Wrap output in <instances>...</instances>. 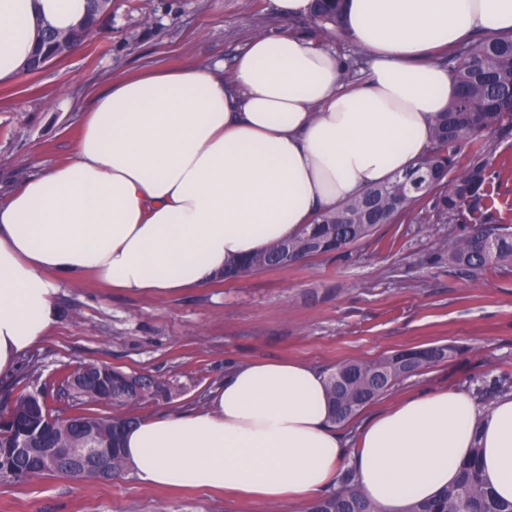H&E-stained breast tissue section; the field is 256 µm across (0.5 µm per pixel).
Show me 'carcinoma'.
<instances>
[{
  "label": "carcinoma",
  "instance_id": "cac0c4a2",
  "mask_svg": "<svg viewBox=\"0 0 512 512\" xmlns=\"http://www.w3.org/2000/svg\"><path fill=\"white\" fill-rule=\"evenodd\" d=\"M112 0H88L85 20L71 31L59 33L71 45L87 42L101 30L110 15ZM308 20L326 33H343L341 0H312ZM49 29L39 34L33 56L54 58ZM445 65L456 85V95L440 118L427 153L410 172L393 181L371 187L320 218L293 240L277 241L265 251L224 269V280L282 269L324 254L341 256L348 248L370 238L380 224H400L416 216L421 224H453L456 231L440 242L430 261L445 262L464 274H474L490 265L512 264V226L500 222L491 203L495 171L492 170V136L512 134V33L486 34L471 44H462L446 56ZM467 163L459 162L460 156ZM461 351L456 345L418 348L412 357L404 352L374 359L353 358L328 370L326 392L336 425L354 418L364 407L380 399L400 381L424 368L445 362ZM38 378L31 369L20 383L9 419L0 424V477L31 480L58 475L63 470L45 458L50 448H93L112 462V477L127 471L121 440L138 422L133 415L144 401L166 396L169 388L147 375H132L104 363H89L59 384L73 380L81 390L66 397L34 400L25 390ZM110 403L113 413L99 417L89 407ZM82 408L81 423L62 414ZM60 419L46 436L41 425L47 414ZM26 440L38 452L16 460L11 452ZM460 466L457 480L432 502H412L406 512H512V502L496 498L487 487L478 463L480 449ZM307 512H379L358 489L356 472L344 468L336 487L311 502Z\"/></svg>",
  "mask_w": 512,
  "mask_h": 512
}]
</instances>
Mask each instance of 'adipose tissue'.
Here are the masks:
<instances>
[{
    "mask_svg": "<svg viewBox=\"0 0 512 512\" xmlns=\"http://www.w3.org/2000/svg\"><path fill=\"white\" fill-rule=\"evenodd\" d=\"M86 14L87 0H0V85L42 27ZM344 25L367 57L356 80L335 51L281 32L252 38L232 70L151 67L95 96L70 159L0 199V377L57 322L62 284L176 295L416 167L455 94L433 51L511 31L512 0H344ZM122 447L142 484L263 503L316 498L350 466L379 512L435 499L477 447L512 502V393L486 407L462 389L413 394L351 449L301 360L238 365L203 408L140 420Z\"/></svg>",
    "mask_w": 512,
    "mask_h": 512,
    "instance_id": "1",
    "label": "adipose tissue"
}]
</instances>
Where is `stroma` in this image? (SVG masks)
<instances>
[{"instance_id":"obj_1","label":"stroma","mask_w":512,"mask_h":512,"mask_svg":"<svg viewBox=\"0 0 512 512\" xmlns=\"http://www.w3.org/2000/svg\"><path fill=\"white\" fill-rule=\"evenodd\" d=\"M258 14L266 33L288 30L346 58L358 50L307 20L285 22L274 0H112L111 18L79 51L0 85V180L67 160L83 112L109 82L148 67L232 63L255 37ZM495 156L505 168L493 198L501 223L512 224V136L498 140ZM449 230L383 224L344 257L322 255L176 297L129 295L83 278L60 288V320L26 361L46 381L89 363L166 380L169 399L138 408L146 418L202 406L230 365L255 359H300L323 371L429 344L461 347L342 425L351 439L410 393L471 392L512 376V268L492 266L473 278L427 264ZM0 512H306V505L154 488L128 474L113 481L0 478Z\"/></svg>"}]
</instances>
